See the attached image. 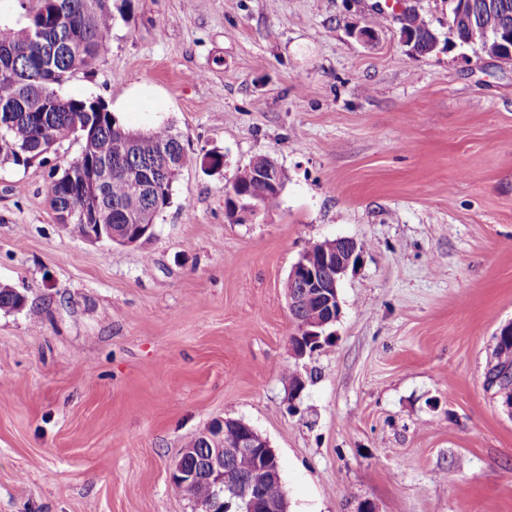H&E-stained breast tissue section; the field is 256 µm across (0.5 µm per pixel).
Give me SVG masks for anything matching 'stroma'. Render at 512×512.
<instances>
[{"label":"stroma","mask_w":512,"mask_h":512,"mask_svg":"<svg viewBox=\"0 0 512 512\" xmlns=\"http://www.w3.org/2000/svg\"><path fill=\"white\" fill-rule=\"evenodd\" d=\"M408 55L384 0H112L94 74L127 127L168 123L224 156L173 187L155 235L69 236L48 205L63 143L0 164V512H194L170 470L217 417L280 458L291 512H512V416L484 388L512 321V69ZM273 158L277 207L230 223L238 168ZM348 237L332 345L295 359L285 282ZM306 386L288 396L289 371Z\"/></svg>","instance_id":"stroma-1"}]
</instances>
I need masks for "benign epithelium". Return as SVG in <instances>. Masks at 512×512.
I'll use <instances>...</instances> for the list:
<instances>
[{
    "instance_id": "1",
    "label": "benign epithelium",
    "mask_w": 512,
    "mask_h": 512,
    "mask_svg": "<svg viewBox=\"0 0 512 512\" xmlns=\"http://www.w3.org/2000/svg\"><path fill=\"white\" fill-rule=\"evenodd\" d=\"M408 2L400 0L398 34L405 52L413 55L411 28L415 9ZM448 4L452 5L457 24L465 30L460 39L456 33H448V49L461 44L512 66V26L503 25L491 36L482 22V17L502 10L498 0H448ZM154 234L153 224H139L123 234L110 224H92L85 241L136 246ZM363 253V246L356 240L341 237L311 246L305 257L293 265L288 274L287 297L289 314L297 328L291 336L295 357L313 354L334 337L331 327L342 313L340 281L348 270L361 264ZM310 298L317 301L316 311L302 321L297 317L298 309ZM198 438L203 440V448L185 446L170 474L171 482L184 487L205 481L213 488L210 497L194 501L195 512H288L287 503H275L264 493V486L279 484L281 470L278 456L256 429L242 420L230 427L227 419L215 418ZM242 459L251 462V473L239 470Z\"/></svg>"
}]
</instances>
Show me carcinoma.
Wrapping results in <instances>:
<instances>
[{
    "label": "carcinoma",
    "mask_w": 512,
    "mask_h": 512,
    "mask_svg": "<svg viewBox=\"0 0 512 512\" xmlns=\"http://www.w3.org/2000/svg\"><path fill=\"white\" fill-rule=\"evenodd\" d=\"M27 24L0 25V164L26 168L43 145L67 141L81 144L79 155L52 174L48 202L56 221L69 235L85 238L90 224H154L170 206L171 171L196 166L198 156L182 132L170 124L133 133L119 144L124 127L100 98L63 97L59 88L75 73L93 72L112 37L115 15L111 0H32ZM417 54L432 50L431 24L416 14L411 30ZM280 174L266 156L238 169L236 186L260 197L265 209L278 206L281 191L256 181L258 168ZM136 198V218H126L127 203ZM19 296L0 286V310L17 309ZM497 366L512 370V342L493 350Z\"/></svg>",
    "instance_id": "cac0c4a2"
}]
</instances>
